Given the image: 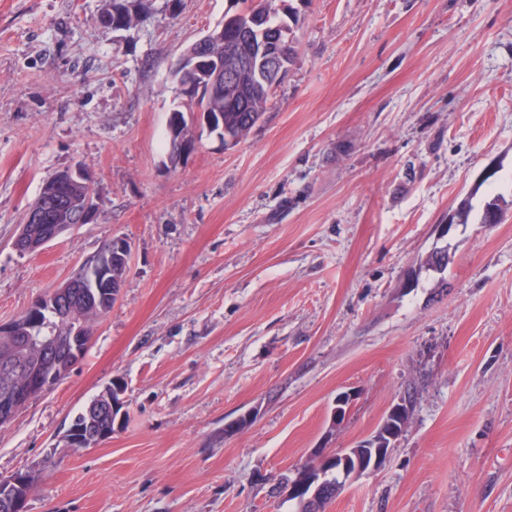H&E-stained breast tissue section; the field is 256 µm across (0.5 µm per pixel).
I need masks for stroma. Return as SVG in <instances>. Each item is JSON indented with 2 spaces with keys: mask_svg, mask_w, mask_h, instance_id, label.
I'll return each mask as SVG.
<instances>
[{
  "mask_svg": "<svg viewBox=\"0 0 512 512\" xmlns=\"http://www.w3.org/2000/svg\"><path fill=\"white\" fill-rule=\"evenodd\" d=\"M286 4L298 53L261 120L174 162L171 71L231 0H140L117 30L103 0H0V322L112 237L131 245L83 357L0 426V476L39 475L27 512H298L282 475L407 395L385 463L325 512H512V0ZM78 163L88 223L16 251L45 181ZM494 197L500 222L480 223ZM117 376L123 426L65 448Z\"/></svg>",
  "mask_w": 512,
  "mask_h": 512,
  "instance_id": "35a3bbf8",
  "label": "stroma"
}]
</instances>
